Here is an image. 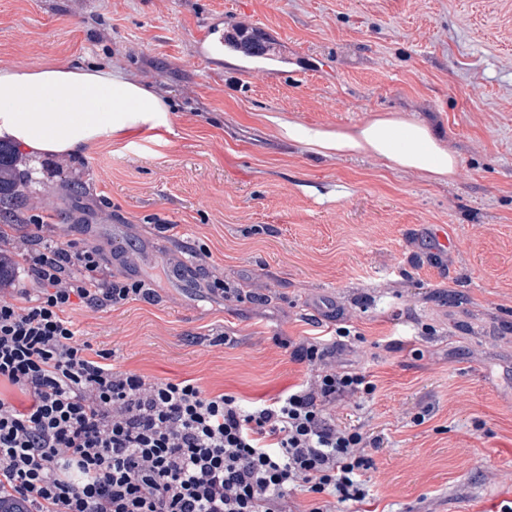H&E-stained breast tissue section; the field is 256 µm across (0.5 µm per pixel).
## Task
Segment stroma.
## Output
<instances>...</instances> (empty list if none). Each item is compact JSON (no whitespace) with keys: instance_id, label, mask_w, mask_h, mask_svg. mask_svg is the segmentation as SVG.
Instances as JSON below:
<instances>
[{"instance_id":"obj_1","label":"stroma","mask_w":512,"mask_h":512,"mask_svg":"<svg viewBox=\"0 0 512 512\" xmlns=\"http://www.w3.org/2000/svg\"><path fill=\"white\" fill-rule=\"evenodd\" d=\"M246 21L276 58L228 47L201 62L206 24ZM50 64L120 70L172 119L23 161L24 216L153 290L74 303L77 343L248 405L313 376L278 338L349 328L356 342L325 363L377 389L336 420L381 440L351 512H497L512 498V0H0V66ZM387 114L432 128L458 158L450 181L326 157L276 125ZM215 277L234 295L207 291Z\"/></svg>"}]
</instances>
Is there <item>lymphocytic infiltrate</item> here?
<instances>
[{
	"instance_id": "lymphocytic-infiltrate-1",
	"label": "lymphocytic infiltrate",
	"mask_w": 512,
	"mask_h": 512,
	"mask_svg": "<svg viewBox=\"0 0 512 512\" xmlns=\"http://www.w3.org/2000/svg\"><path fill=\"white\" fill-rule=\"evenodd\" d=\"M33 232H0V251L24 261L22 302L0 295V500L27 512H284L289 492L305 512H333L368 495L369 449L379 439L336 421L345 399L373 395L365 372L327 368L320 343L292 355L318 368L312 382L249 408L191 381H149L90 358L66 312L151 296L116 280L99 248Z\"/></svg>"
}]
</instances>
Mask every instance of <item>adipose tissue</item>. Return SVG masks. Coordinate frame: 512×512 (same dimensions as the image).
Masks as SVG:
<instances>
[{
	"instance_id": "1",
	"label": "adipose tissue",
	"mask_w": 512,
	"mask_h": 512,
	"mask_svg": "<svg viewBox=\"0 0 512 512\" xmlns=\"http://www.w3.org/2000/svg\"><path fill=\"white\" fill-rule=\"evenodd\" d=\"M170 125L165 101L122 72L94 66L0 67V140L31 159L67 156L105 139ZM289 141L325 156L370 155L388 167L443 180L458 166L425 123L375 116L350 129L329 130L278 120Z\"/></svg>"
}]
</instances>
